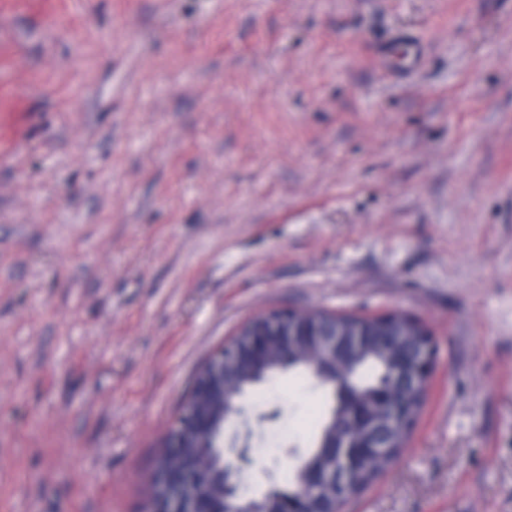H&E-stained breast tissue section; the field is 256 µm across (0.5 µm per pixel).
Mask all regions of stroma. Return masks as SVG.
Listing matches in <instances>:
<instances>
[{"instance_id": "35a3bbf8", "label": "stroma", "mask_w": 512, "mask_h": 512, "mask_svg": "<svg viewBox=\"0 0 512 512\" xmlns=\"http://www.w3.org/2000/svg\"><path fill=\"white\" fill-rule=\"evenodd\" d=\"M277 308L432 336L345 512H512V0H0V512H143L198 370ZM277 385L251 494L316 398ZM394 39L384 43L380 47L381 54L391 63L402 62L405 67L414 66L421 58V46L410 39L409 47L405 55L397 58L393 50Z\"/></svg>"}]
</instances>
